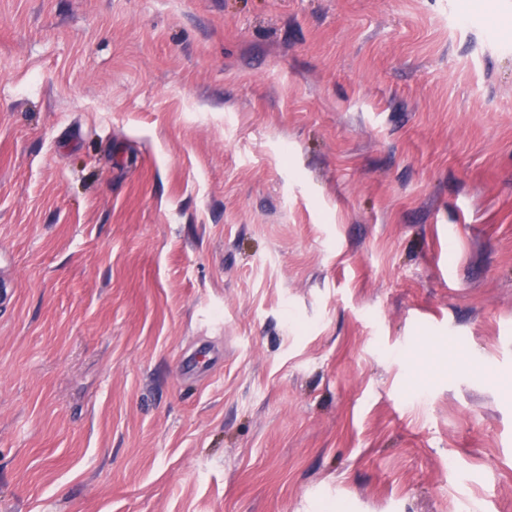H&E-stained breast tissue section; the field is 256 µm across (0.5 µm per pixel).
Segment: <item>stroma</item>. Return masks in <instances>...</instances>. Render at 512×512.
Segmentation results:
<instances>
[{
    "instance_id": "stroma-1",
    "label": "stroma",
    "mask_w": 512,
    "mask_h": 512,
    "mask_svg": "<svg viewBox=\"0 0 512 512\" xmlns=\"http://www.w3.org/2000/svg\"><path fill=\"white\" fill-rule=\"evenodd\" d=\"M0 0V512H512V8Z\"/></svg>"
}]
</instances>
